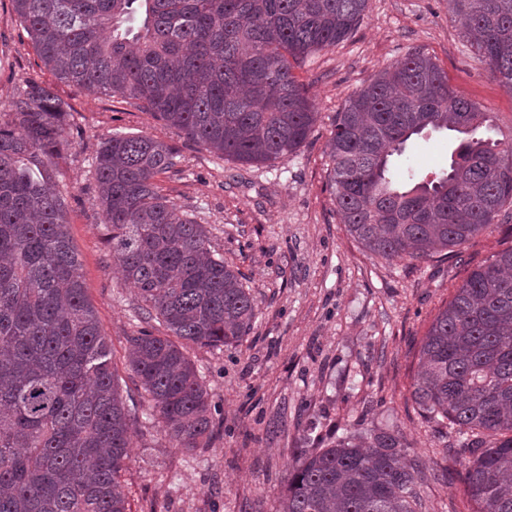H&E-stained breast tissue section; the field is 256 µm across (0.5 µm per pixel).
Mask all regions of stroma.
Returning a JSON list of instances; mask_svg holds the SVG:
<instances>
[{
	"label": "stroma",
	"instance_id": "1",
	"mask_svg": "<svg viewBox=\"0 0 512 512\" xmlns=\"http://www.w3.org/2000/svg\"><path fill=\"white\" fill-rule=\"evenodd\" d=\"M416 49L432 57L460 95L494 114L490 136L512 132V93L463 41L449 0H369L347 41L295 71L317 112L305 145L284 161L242 164L219 158L132 101L58 81L11 0H0V106L31 78L50 85L64 104L67 144L50 161L122 388H135L123 356L142 323L136 291L112 263L95 204L93 159L113 134L154 136L173 147L178 164L157 176V185L205 224L214 249L257 299L239 345L186 347L214 405L210 447L188 452L159 425L136 423L122 477L132 512H279L296 449L392 426L407 460L431 477L421 490L426 512H474L456 479L469 456L423 424L411 386L421 339L438 310L470 269L512 246V237L492 229L452 258L388 262L353 239L328 187L326 143L337 112L380 70ZM455 144L452 133L426 131L394 157L392 169L401 176L446 171Z\"/></svg>",
	"mask_w": 512,
	"mask_h": 512
}]
</instances>
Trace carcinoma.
I'll use <instances>...</instances> for the list:
<instances>
[{
    "instance_id": "carcinoma-1",
    "label": "carcinoma",
    "mask_w": 512,
    "mask_h": 512,
    "mask_svg": "<svg viewBox=\"0 0 512 512\" xmlns=\"http://www.w3.org/2000/svg\"><path fill=\"white\" fill-rule=\"evenodd\" d=\"M59 80L131 99L222 158L283 161L317 117L293 68L361 24L369 0H11ZM462 37L512 91V0H453ZM66 110L28 79L0 121V512H131L122 484L142 408L175 447L214 436L210 393L184 343L232 345L256 297L211 250L208 230L155 184L177 154L115 134L94 161L112 257L147 328L127 338L139 398L123 399L113 353L65 232L42 156L65 143ZM458 94L421 51L381 70L336 115L329 185L350 234L386 260L453 254L512 213V133ZM463 135L448 171L410 185L390 163L426 129ZM413 399L470 459L475 512H512V246L468 271L420 350ZM390 428L300 448L281 512H424L422 473Z\"/></svg>"
}]
</instances>
